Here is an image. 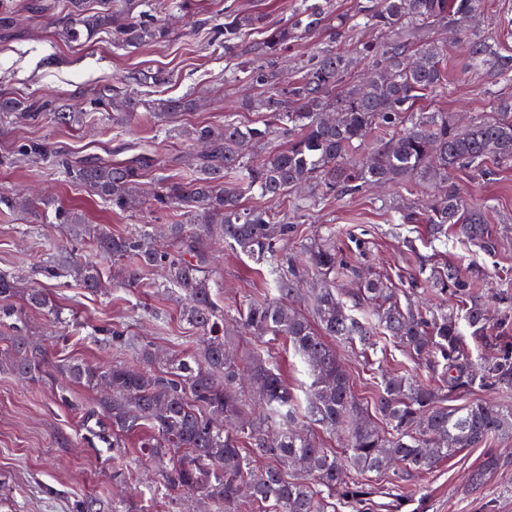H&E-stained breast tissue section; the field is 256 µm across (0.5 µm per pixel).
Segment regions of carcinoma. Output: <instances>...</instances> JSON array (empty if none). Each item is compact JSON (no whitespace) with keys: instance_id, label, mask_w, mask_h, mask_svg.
I'll return each instance as SVG.
<instances>
[{"instance_id":"carcinoma-1","label":"carcinoma","mask_w":512,"mask_h":512,"mask_svg":"<svg viewBox=\"0 0 512 512\" xmlns=\"http://www.w3.org/2000/svg\"><path fill=\"white\" fill-rule=\"evenodd\" d=\"M100 9L88 12L84 0H65L62 29L69 43L84 44L102 29H111L116 45L137 47L169 34L160 14L175 0H99ZM484 0H357L351 14H333L329 0H301L284 22L268 25L255 59L235 63L241 32L263 23L253 13L227 11L217 34L224 36V57L231 61L224 75L248 83L276 86L277 59L290 46L323 28L332 39L362 28L382 34L380 40L362 41L357 54L372 64L373 74L363 84L346 82L353 61L328 44L308 60L303 73L285 88L248 102L261 113L257 121L242 125L230 117L224 124L193 128L192 139L209 146L198 156L194 177H165L157 190L141 199L145 172L164 165L149 145L130 158L73 157L55 153L64 173L91 188L115 212L138 205L152 211H176L184 216L167 226L176 249H163L154 233L141 229L114 235L101 225L85 223L82 215L59 205L58 224L70 225L72 236L92 238L95 252L120 263L121 278L137 286L155 272L158 287L167 288L181 303L182 316L202 332L197 353L178 355L168 367H152L155 354L140 345L142 369L121 363L101 366L73 360L64 366L69 382L104 388L82 422L109 425L112 447L121 437L137 434L139 448L151 459L170 455L174 463L163 471L156 487L163 496L172 489L195 494L236 512L239 489H251V501L262 512H328L341 500L350 512H363L374 503L380 488L363 478L385 473L396 464L398 483L429 473L442 460L465 448H480L496 435L512 430V412L490 402L451 407L448 402L475 390L512 386V343L493 335L487 308L474 297L475 283L460 268L443 264L420 268L422 282L439 293H452L456 313L431 311L401 304L397 291L379 280H367L344 301L334 288L314 298L312 317L273 299L254 300L238 313L243 329L256 336L283 337L307 364L313 382L304 409L309 421L343 437L342 451H332L313 435L292 429L299 409L297 396L279 371L271 354L238 359L224 344V311L212 298L207 239L270 264L273 289L280 296L294 294L309 275L325 278L340 273L336 247L315 240L300 254L278 247L296 232L288 213L277 220L248 198L281 203L294 211L309 207L311 193L323 196L354 195L370 184L448 185L424 213L398 211L403 224L422 220L430 235L439 239L448 228L479 244L495 248L483 207L468 204L449 175L475 168L483 176L512 165V102L501 103L493 116L460 128L441 110L422 111L418 102L437 96L446 81L445 49L431 39L435 28L456 35L466 45L471 68L503 78L512 77V54L470 29ZM125 85L161 84L160 72L135 71ZM192 95L153 103L158 121L180 112H192ZM0 112L38 122L49 114L61 125L80 122L51 100H20L0 95ZM279 144L269 145L272 136ZM16 154L28 160L48 156L35 141L20 143ZM39 202L0 191V212L35 211ZM48 278L65 273L90 290L101 287L98 266L73 251L40 267ZM17 281L0 272V321L11 320L10 349L0 357V368L37 380L42 361L24 328L26 309L52 310L40 288L14 304ZM471 330L481 346L480 364L463 346L460 324ZM396 339L411 353L424 358L441 376L433 388L406 372L385 378L376 394V408L389 423L384 433L360 419L355 400L336 352V344L355 340L374 346L375 330ZM258 394L257 411L248 416L247 404L237 392L243 373ZM270 460L260 466L257 459ZM502 453H487L484 464L467 475L477 488L500 464Z\"/></svg>"}]
</instances>
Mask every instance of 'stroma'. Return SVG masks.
Masks as SVG:
<instances>
[{
	"label": "stroma",
	"mask_w": 512,
	"mask_h": 512,
	"mask_svg": "<svg viewBox=\"0 0 512 512\" xmlns=\"http://www.w3.org/2000/svg\"><path fill=\"white\" fill-rule=\"evenodd\" d=\"M52 2L16 0L13 28L0 29V93L25 99L61 98L78 108L131 71H160L168 80L138 87L136 96L142 101L138 114L119 128L99 123L62 126L49 117L30 123L0 114V190H31L115 234L141 225L156 230L171 223L174 216L169 212H112L89 187L68 178L54 159H21L15 153L17 142L33 140L54 150L101 154L122 143L153 139L155 127L148 114L152 101L194 95L203 104L200 111L181 112L166 122L171 131L164 143L169 164L162 172L149 170L143 179L145 192H153L162 174L183 175L198 153L184 137V129L223 123L228 114L244 124L256 119L245 101L261 96V88L225 82L224 51L212 40L211 27L223 23L226 5L262 14L266 23L273 24L288 18L300 0H191L185 9L166 12V40L129 49L118 47L108 30L99 31L84 47L66 42L52 16L35 14L36 8ZM511 21L512 0H485L476 28L512 53V35L506 32ZM432 38L447 44L448 80L427 102V109H441L464 126L492 115L498 103L512 100V80L470 69L464 49L450 42L445 30H435ZM451 182L468 202L484 206L495 251H485L454 233L433 241L425 225L399 223L398 210L422 206L433 198L434 189L424 186L370 187L342 199L316 197L305 210L289 213L297 227L289 249L301 251L314 239L334 233L336 248L347 264L337 285L345 290L369 277L409 290L424 260L447 262L473 277L475 294L489 304L493 318L512 319V300L502 299L503 293H512V167L499 169L490 180L474 171H456ZM53 245L88 249L72 240L67 225L54 223L51 208L21 216L0 213V271L25 286L45 289L53 306L49 313L25 314L27 334L42 354L46 379L22 380L0 369V512H78L89 497L98 500L101 512H224L221 504L179 490L157 497L154 490L163 468L143 455L137 436L124 437L121 447L113 448L103 428L82 430L78 414L55 401L57 386L67 385L61 367L69 361L135 365L140 342L152 343L172 357L196 351L201 334L184 320L173 295L112 281L118 266L107 256L93 257L104 274L103 286L96 292L70 277L50 279L38 273L37 265ZM211 277L212 298L228 312L266 294L269 280L265 261L228 248L212 262ZM63 321L70 327L66 336L59 329ZM113 330L127 337L126 345L112 342ZM233 343L244 356L275 352L289 386L300 396L308 390L310 374L282 342L235 335ZM337 354L356 399L365 403L378 425L383 419L373 398L383 373L406 370L426 381L431 378L424 364L389 338H379L372 348L357 341L342 344ZM484 454L481 448L464 449L406 485L411 502L401 512H512V456L480 488L466 482Z\"/></svg>",
	"instance_id": "obj_1"
}]
</instances>
